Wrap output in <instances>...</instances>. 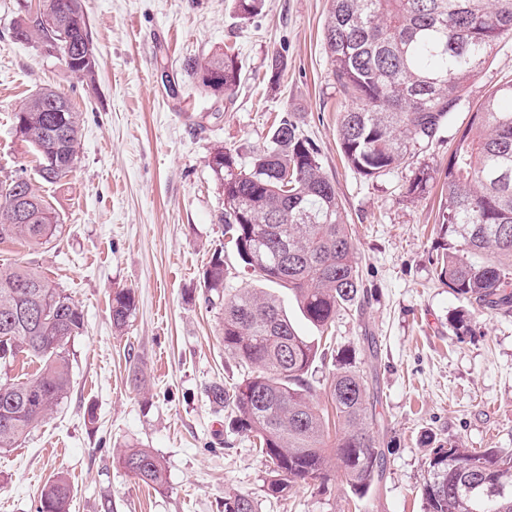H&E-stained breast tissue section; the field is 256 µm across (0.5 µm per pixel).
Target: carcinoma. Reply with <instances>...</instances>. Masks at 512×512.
<instances>
[{"label": "carcinoma", "mask_w": 512, "mask_h": 512, "mask_svg": "<svg viewBox=\"0 0 512 512\" xmlns=\"http://www.w3.org/2000/svg\"><path fill=\"white\" fill-rule=\"evenodd\" d=\"M261 0H235L239 18ZM15 40L73 58L67 69L91 81L95 46L82 0H38L19 21ZM512 39V0H330L324 48L336 84L351 105L337 140L348 164L376 178L399 169L433 143L465 100L499 42ZM197 86L230 95L241 80L234 54L214 53L189 64ZM66 110L50 112L51 100ZM82 113L53 90L31 96L13 113L16 135L38 157L42 181L57 184L78 162ZM272 146L250 165L216 146L208 166L222 188L219 223L239 259L261 280L288 289L307 321L322 331L361 302L362 280L352 230L317 150L297 125L281 120ZM442 223L463 240L464 253L436 259L440 277L477 310L512 305V80L494 88L456 139L442 181ZM59 232L57 217L24 173L0 182V243L38 248ZM224 259L204 272L205 301L224 314V349L248 368L231 387L214 385L212 401L235 414L238 428L272 466L267 490L282 497L301 484L340 479L362 499L384 479L385 455L369 385L352 356L335 360L319 407L309 376L328 348L320 336L300 335L278 296L243 288L224 297ZM135 296L112 293V326L123 329ZM85 331L81 307L33 264L0 267V449L12 448L68 395V347ZM36 362L26 377L8 375L16 363ZM118 465L155 490L165 486L154 453L131 449ZM424 512H512V448L435 449L420 485ZM69 478L43 486L37 512H70ZM224 512H257L247 494L224 497Z\"/></svg>", "instance_id": "carcinoma-1"}]
</instances>
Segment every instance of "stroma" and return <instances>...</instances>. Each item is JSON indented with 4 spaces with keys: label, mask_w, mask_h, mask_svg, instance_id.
<instances>
[{
    "label": "stroma",
    "mask_w": 512,
    "mask_h": 512,
    "mask_svg": "<svg viewBox=\"0 0 512 512\" xmlns=\"http://www.w3.org/2000/svg\"><path fill=\"white\" fill-rule=\"evenodd\" d=\"M84 8L96 48L91 82L59 55L15 41L18 0H0V180L21 170L38 177L11 121L33 93L53 89L83 114L75 170L40 188L60 237L38 249L2 242L0 266L38 265L86 318L69 347L67 398L21 445L0 450V512H36L58 472L74 487L72 512H224L233 493L250 495L257 512H355L337 481L268 495L270 469L251 434L209 397L210 386L237 383L247 369L224 349L203 272L219 251L225 295L253 283L224 244L209 153L221 145L250 163L283 118L315 144L335 184L367 291L361 308L340 312L328 330L332 348L354 351L378 398L373 436L386 468L364 512H423L418 489L438 445L512 448V308L471 309L436 270L437 256L459 244L439 222L440 175L471 113L512 79V40L497 46L425 153L368 179L336 139L349 101L323 44L329 0H264L248 19L233 0H84ZM227 47L242 81L230 96H205L187 65ZM277 52L286 68L274 80L267 65ZM422 168L432 179L409 194ZM116 288L136 297L120 332L110 319ZM461 312L471 326L464 334L452 327ZM367 336L374 351L364 349ZM130 446L160 457L164 490L114 464Z\"/></svg>",
    "instance_id": "1"
}]
</instances>
